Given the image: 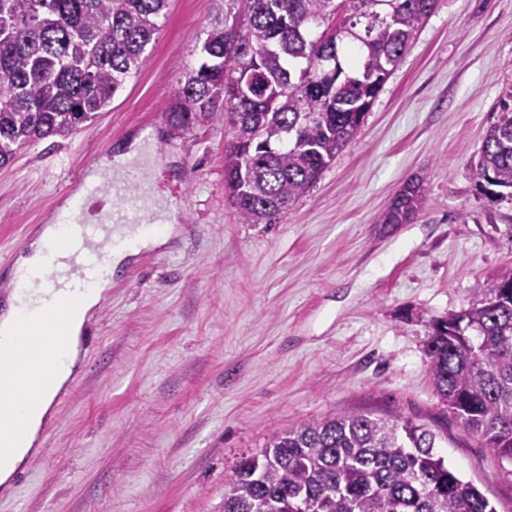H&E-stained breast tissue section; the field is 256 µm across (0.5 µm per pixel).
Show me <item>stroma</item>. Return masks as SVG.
<instances>
[{
    "label": "stroma",
    "instance_id": "obj_1",
    "mask_svg": "<svg viewBox=\"0 0 512 512\" xmlns=\"http://www.w3.org/2000/svg\"><path fill=\"white\" fill-rule=\"evenodd\" d=\"M226 0H169L148 61L71 138L0 167V304L28 244L88 173L135 139L178 206L164 244L104 283L98 344L0 512H219L243 456L314 418L357 411L428 425L436 447L512 512V463L465 435L437 394L429 321L481 300L512 265V201L470 162L512 84V0H437L355 138L273 224L224 191L222 121L174 134L165 110ZM407 224L380 215L407 181Z\"/></svg>",
    "mask_w": 512,
    "mask_h": 512
}]
</instances>
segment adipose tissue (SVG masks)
<instances>
[{
    "instance_id": "1",
    "label": "adipose tissue",
    "mask_w": 512,
    "mask_h": 512,
    "mask_svg": "<svg viewBox=\"0 0 512 512\" xmlns=\"http://www.w3.org/2000/svg\"><path fill=\"white\" fill-rule=\"evenodd\" d=\"M101 300L100 285H92L83 292L79 303L70 308L62 327L69 354H77L89 312ZM24 297L18 290H11L6 308L0 312V356L10 357L24 345V332L20 326L23 317ZM72 365L53 369L24 370L14 383L22 393L21 401L12 403L0 398V410L7 418L0 425V442L8 444V454L0 456V486L9 487L13 475L26 465L34 453V445L51 405L72 373Z\"/></svg>"
}]
</instances>
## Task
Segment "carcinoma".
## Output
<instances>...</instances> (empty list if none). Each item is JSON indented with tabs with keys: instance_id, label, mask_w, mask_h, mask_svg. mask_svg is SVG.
<instances>
[{
	"instance_id": "1",
	"label": "carcinoma",
	"mask_w": 512,
	"mask_h": 512,
	"mask_svg": "<svg viewBox=\"0 0 512 512\" xmlns=\"http://www.w3.org/2000/svg\"><path fill=\"white\" fill-rule=\"evenodd\" d=\"M243 21L196 45L166 107L173 130L227 120L224 188L244 224H271L354 138L436 0H237ZM167 0H0V166L68 139L146 64ZM472 166L512 200V86ZM407 184L379 221L406 224ZM437 393L460 428L512 462V266L485 297L430 321ZM436 435L344 412L304 421L243 457L221 512H497L434 451Z\"/></svg>"
}]
</instances>
